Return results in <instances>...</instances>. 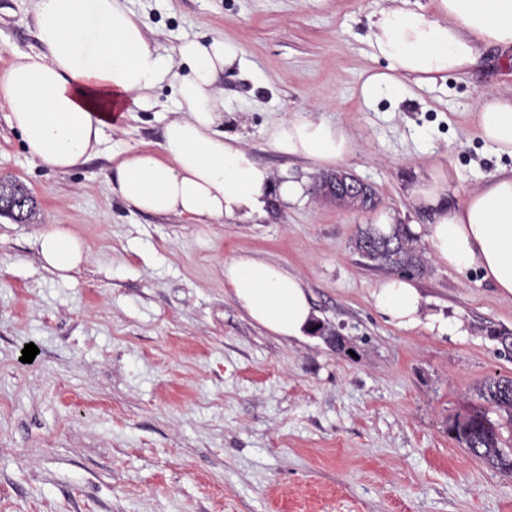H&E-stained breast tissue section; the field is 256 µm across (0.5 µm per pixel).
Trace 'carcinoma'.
<instances>
[{"label": "carcinoma", "instance_id": "cac0c4a2", "mask_svg": "<svg viewBox=\"0 0 512 512\" xmlns=\"http://www.w3.org/2000/svg\"><path fill=\"white\" fill-rule=\"evenodd\" d=\"M0 196L14 201L20 221L28 219L34 200L20 186L0 182ZM355 249L365 255L369 264L392 273L412 275L424 271L422 250L416 238L408 233L404 224L394 225L391 233L384 234L369 226L360 231ZM481 398L512 418V377H493L481 391ZM456 438L465 443L468 451L486 460L492 467L512 475V456L499 448L498 428L484 412L474 411L454 427Z\"/></svg>", "mask_w": 512, "mask_h": 512}]
</instances>
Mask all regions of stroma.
<instances>
[{
    "label": "stroma",
    "instance_id": "1",
    "mask_svg": "<svg viewBox=\"0 0 512 512\" xmlns=\"http://www.w3.org/2000/svg\"><path fill=\"white\" fill-rule=\"evenodd\" d=\"M383 0H130L150 38L233 36L224 130L300 200L269 216L191 224L131 211L112 191V157L158 152V108L105 129L101 152L66 174L36 165L0 102V181L33 196L27 222L0 216V512H512V477L453 432L493 376H512L495 330L512 301L475 270L429 264L412 281L439 331L400 327L372 299L386 270L354 248L380 211L424 224L409 188L437 167L459 175L452 203L512 157L480 138L474 110L512 85V56L484 51L466 77L364 104L383 69L365 42ZM34 0H0V71L39 49ZM312 116L355 141L340 171L368 183L358 211L317 193L322 173L277 152L283 119ZM75 231L87 253L68 278L45 268L34 235ZM275 261L310 292L323 334L255 325L224 291L225 259ZM38 353L21 362L25 344Z\"/></svg>",
    "mask_w": 512,
    "mask_h": 512
}]
</instances>
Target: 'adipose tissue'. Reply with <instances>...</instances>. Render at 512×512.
<instances>
[{
    "label": "adipose tissue",
    "instance_id": "1",
    "mask_svg": "<svg viewBox=\"0 0 512 512\" xmlns=\"http://www.w3.org/2000/svg\"><path fill=\"white\" fill-rule=\"evenodd\" d=\"M128 0H35L40 51L15 55L0 72V101L29 156L65 174L97 154L114 117L156 107L154 91L169 83L172 117L158 152H133L117 161L107 179L127 204L142 213L175 215L194 224L261 219L270 191L286 202L303 193L290 177L273 181L224 125L226 67L244 64L234 39L186 40L160 52ZM407 0H386L371 16L367 45L385 61L360 86L364 103L437 77L464 74L485 48L512 55V0H432L426 12ZM480 137L496 154L512 156V88L483 95L474 111ZM280 153L310 161L316 169L339 165L353 150L344 128L293 117L272 132ZM456 175L435 168L412 185L415 209L429 224H411L436 264L480 271L499 295L512 299V169L500 170L464 203H451ZM39 254L66 273L85 258L77 234L59 227L37 235ZM224 286L247 316L285 338L310 331L315 313L301 278L280 263L239 255L224 263ZM379 312L401 327L421 324V300L413 282L390 277L372 292Z\"/></svg>",
    "mask_w": 512,
    "mask_h": 512
}]
</instances>
